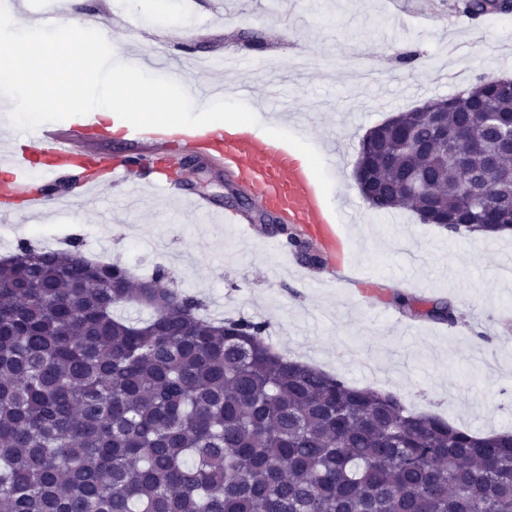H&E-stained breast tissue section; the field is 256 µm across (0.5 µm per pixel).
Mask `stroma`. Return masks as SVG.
<instances>
[{"label":"stroma","instance_id":"obj_1","mask_svg":"<svg viewBox=\"0 0 512 512\" xmlns=\"http://www.w3.org/2000/svg\"><path fill=\"white\" fill-rule=\"evenodd\" d=\"M131 31L88 38L96 53L144 55L158 27L193 29L192 54H222L218 76L229 82L224 112L246 120L275 85L286 130L314 124L301 144L329 194L350 198L351 220L326 243L304 228L252 222H204L181 199L205 195L219 210L235 181L223 164L155 151L154 170L175 164L170 194L134 174L135 189L105 186L91 206L51 210L15 222L35 233L78 238L86 253L104 248L139 277L156 265L175 284L202 297L211 316L261 312L268 335L291 358L349 383L402 395L416 411L434 413L474 432L512 428V236H449L420 223L407 208L375 210L363 200L353 170L359 143L373 127L432 98L450 97L479 80L512 78V13L486 14L471 31H452L462 0H114ZM262 49L253 50L249 39ZM249 87L251 98L237 96ZM332 137L336 160L319 144ZM134 204L121 210L122 195ZM306 242L321 264L291 249L266 247L287 235ZM450 301L455 325L411 315L406 298Z\"/></svg>","mask_w":512,"mask_h":512}]
</instances>
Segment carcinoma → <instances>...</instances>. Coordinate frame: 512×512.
<instances>
[{
  "label": "carcinoma",
  "instance_id": "1",
  "mask_svg": "<svg viewBox=\"0 0 512 512\" xmlns=\"http://www.w3.org/2000/svg\"><path fill=\"white\" fill-rule=\"evenodd\" d=\"M487 92L444 99L448 125L482 127L486 155L461 165L374 127L363 199L404 207V180L421 177V222L434 203L452 236L511 232L512 191L486 156L505 171L512 156L474 111ZM489 102L509 121L512 94ZM486 185L502 206L476 224L466 199ZM169 276L158 265L138 288L77 239L0 258V512H512V432H471L293 360L268 320L209 318ZM126 304L148 317L116 316ZM425 316L456 322L443 301Z\"/></svg>",
  "mask_w": 512,
  "mask_h": 512
}]
</instances>
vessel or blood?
<instances>
[{
  "label": "vessel or blood",
  "instance_id": "obj_1",
  "mask_svg": "<svg viewBox=\"0 0 512 512\" xmlns=\"http://www.w3.org/2000/svg\"><path fill=\"white\" fill-rule=\"evenodd\" d=\"M218 64V58L213 57L208 65H194L189 73L190 94L200 107H207L223 96L222 88L209 79ZM278 118L275 112L257 113L252 124L242 125L232 134L209 121L204 123V132L200 135L171 137L159 125L124 122L119 125V133L133 143L162 147L173 143L178 151L191 153L209 150L246 188L260 208L278 213L285 223L325 230L331 217L323 185L287 144L266 132ZM90 130L104 138L109 135L94 112L76 115L67 127L54 123L42 126L33 143L15 147L9 153L6 159L9 173L0 180V192L23 199L25 211L31 215L70 204V197L58 191L63 176L79 182L81 194L86 197L95 195L99 186L97 180L90 178V171L106 174L109 181L115 183L124 180L128 173L142 169L143 161L137 156L115 158L107 152L84 155L82 141Z\"/></svg>",
  "mask_w": 512,
  "mask_h": 512
}]
</instances>
